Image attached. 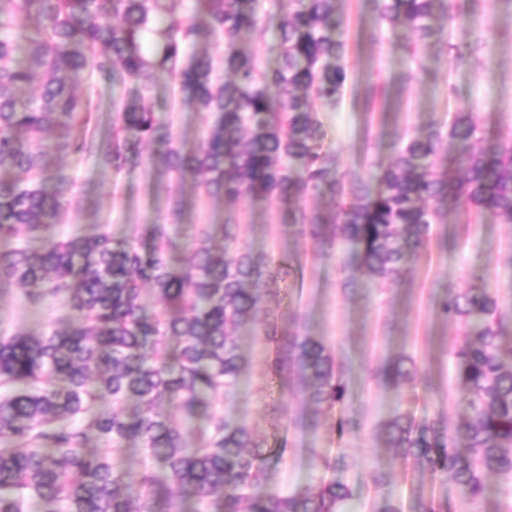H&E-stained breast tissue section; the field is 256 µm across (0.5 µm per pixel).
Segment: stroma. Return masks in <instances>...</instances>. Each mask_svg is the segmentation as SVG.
Segmentation results:
<instances>
[{
	"label": "stroma",
	"instance_id": "stroma-1",
	"mask_svg": "<svg viewBox=\"0 0 512 512\" xmlns=\"http://www.w3.org/2000/svg\"><path fill=\"white\" fill-rule=\"evenodd\" d=\"M456 4L466 15L465 22L427 47L425 70L410 81L405 37L382 32L369 0H340L349 82L341 104L320 118L324 147L338 154L342 170L367 179L377 175L392 161L401 134L442 123L453 112L475 113L487 141L512 135V0ZM280 21V14L263 15L258 30L242 36L240 48L261 51L267 64L277 65ZM477 42L483 45L484 65H450V46L464 48ZM369 83L381 95L367 109L360 93ZM89 85L94 91L87 129L108 134L119 121L112 102L124 98L125 91L86 75L77 82L81 89ZM151 96L164 131L190 146L201 142L206 119L184 104L170 77L157 76ZM46 145L44 179L62 174L72 182V202L56 228L58 234L105 231L124 240L141 236L145 225L167 215L175 180L158 167L160 145L144 147L141 165L118 173L59 148L54 138H47ZM183 191L178 256H185L184 245L194 225L240 224L242 240L279 270L264 297L271 322L281 335L304 331L332 348L349 369L351 409L364 416L363 430L342 440L322 429L312 434L279 428L272 406L284 402L302 414L305 405L300 396L284 394L269 382L268 346L260 332L241 328L239 342L250 365L230 404L238 419L278 452V460L269 466L272 486L288 492L317 484L327 475L324 458L342 449L355 461L343 476L355 497H389L403 512L430 499L447 500L450 512H507L512 507V480L489 477L483 495L470 499L454 484L441 483L383 447L377 435L379 424L401 404L419 417L439 416L451 428L461 422L465 406L454 377L452 351L463 338L455 325L438 315L436 301L448 289L486 288L496 292L505 311L512 312V224L457 208L447 223L434 225L430 241L407 262L401 283L380 288L364 269L348 266L345 252L322 253L313 239L288 232L278 201L246 198L227 204L189 184ZM54 315L51 306L32 308L16 288L0 287V333L36 334ZM398 354L415 359L416 373L394 392L371 381L369 374L384 358ZM376 469L388 476L380 490L370 479Z\"/></svg>",
	"mask_w": 512,
	"mask_h": 512
}]
</instances>
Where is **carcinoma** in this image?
<instances>
[{
	"instance_id": "obj_1",
	"label": "carcinoma",
	"mask_w": 512,
	"mask_h": 512,
	"mask_svg": "<svg viewBox=\"0 0 512 512\" xmlns=\"http://www.w3.org/2000/svg\"><path fill=\"white\" fill-rule=\"evenodd\" d=\"M0 0V240L27 239L0 251V283L56 315L38 335H0V512H350L353 493L340 478L283 494L267 483L272 449L229 406L247 366L237 331L262 328L276 344L267 373L316 407L339 438L361 422L346 412V373L322 341L307 334L278 343L263 306L273 278L269 260L240 242L239 225L198 228L187 257L170 253L168 224L150 237L117 241L107 232L53 233L71 183L49 189L42 178L44 141L94 155L120 171L155 140L152 77L177 80L187 104L209 119L189 149L170 138L159 159L177 180L219 200H277L284 205L329 193L332 208L287 210L289 226L331 251L342 248L382 287L398 284L413 253L450 209L465 205L512 223V137L486 143L474 113L456 112L427 132L397 141L380 189L347 178L323 145L320 108L334 109L348 82L347 47L337 0H288L280 24L281 59L267 66L238 49L281 0ZM386 32H405L414 64L445 29L463 22L450 0H371ZM34 31L18 58L10 29ZM224 45V77L204 48ZM197 52L186 68V50ZM39 73L38 95L17 96ZM130 87L120 124L104 141L75 133L91 99L75 91L83 73ZM448 141L464 144L447 164ZM159 307L147 313L142 286ZM438 312L467 339L452 352L466 414L453 430L435 417L397 410L378 431L383 446L428 467L442 482L475 498L490 475L512 478V347H503L505 312L487 289H450ZM410 358L384 360L371 372L400 389ZM97 438L101 448L89 446ZM149 465H120L126 447Z\"/></svg>"
}]
</instances>
